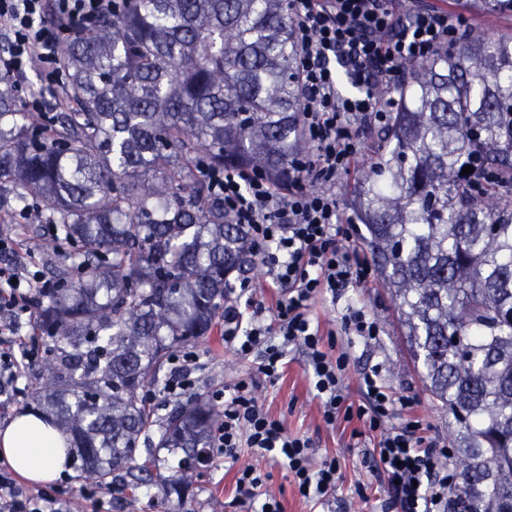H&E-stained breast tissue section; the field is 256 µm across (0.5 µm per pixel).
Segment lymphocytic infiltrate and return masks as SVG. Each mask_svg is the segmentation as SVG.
<instances>
[{"label": "lymphocytic infiltrate", "mask_w": 512, "mask_h": 512, "mask_svg": "<svg viewBox=\"0 0 512 512\" xmlns=\"http://www.w3.org/2000/svg\"><path fill=\"white\" fill-rule=\"evenodd\" d=\"M297 62L304 88L300 124L310 146L287 181L258 170L209 171L224 212L242 225L247 246L261 260L270 302L224 301L225 348L256 357L254 370L214 394L221 420L210 454L238 462L242 449L280 463L306 500L322 503L336 491V461L313 460L309 438L292 434L258 397L261 381L276 382L289 349L304 354L323 419L335 425L352 393L361 402L356 416L376 437L371 455L393 495L398 512H448V478L440 471L448 450L429 436L420 419L394 420L412 410L413 399L389 385L384 364L345 375L348 354L326 338L313 313L323 297L343 302L340 331L365 341L380 333L377 320L348 295L367 288L374 271L359 249L343 247L351 236L336 185L363 155L364 135L385 122L399 103L406 68L432 58L454 42L460 21L448 11L415 0H292ZM112 10V0H0V67L19 79L35 74L41 87H64L59 50L70 34L94 30ZM347 75L357 91L340 90ZM388 88L379 98L375 87ZM47 282L34 253L20 237L0 234V416L8 414L29 388V373L41 360L44 331L34 309ZM199 355L180 350L158 392L181 397L194 387ZM155 392V393H158ZM155 393L146 392L145 401ZM260 468L240 465L233 502L238 512H282L275 495L264 493ZM0 512H70L59 486L37 491L21 484L0 464Z\"/></svg>", "instance_id": "obj_1"}]
</instances>
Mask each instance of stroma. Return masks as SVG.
<instances>
[{
    "label": "stroma",
    "mask_w": 512,
    "mask_h": 512,
    "mask_svg": "<svg viewBox=\"0 0 512 512\" xmlns=\"http://www.w3.org/2000/svg\"><path fill=\"white\" fill-rule=\"evenodd\" d=\"M427 4L465 16L471 30L488 38L512 32V17L486 12L471 0H426ZM357 298L381 324L383 333L378 340L366 343L351 336L337 337L338 345L347 347L350 359L346 374L356 378L365 368L385 363L389 384L400 394L418 402L417 415L428 427L429 433L439 440H447L454 425L447 409L432 398L426 390L419 368L414 365L407 350L397 311L383 282L374 287L354 290ZM199 353L200 366L194 371L195 386L182 396V403L196 399H210L213 391L231 384L238 372L251 368L248 360L238 359L225 349L219 327H212L208 336L194 343ZM288 369L276 383H263L258 391L270 412L284 419L290 432L310 438L318 457L330 456L338 462V482L335 502L320 505L305 501L297 492L283 466L251 451H244L243 463L261 464L271 477L269 492L275 494L283 505V512H383L391 500V493L377 474L368 467L366 452L372 451V437H353V426L341 423L328 426L321 414L320 403L310 383L309 372L301 351L289 350ZM237 468L229 463L210 464L203 474L194 476L188 493L181 498L167 496L164 489L153 485L139 492L137 512H237L232 503ZM68 491L81 498L85 512H93L96 502H103L108 512H127V492L121 483L100 489L96 496L88 490L95 481L80 465H73L68 475Z\"/></svg>",
    "instance_id": "1"
}]
</instances>
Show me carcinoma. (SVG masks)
<instances>
[{"label": "carcinoma", "instance_id": "obj_1", "mask_svg": "<svg viewBox=\"0 0 512 512\" xmlns=\"http://www.w3.org/2000/svg\"><path fill=\"white\" fill-rule=\"evenodd\" d=\"M67 100L27 109L0 76V211L56 269L34 314L54 349L32 399L107 486L139 440L208 457L219 411L143 400L207 335L255 261L204 166L286 180L308 150L285 0H116L65 42ZM485 173L479 189L464 166ZM350 205L427 389L456 424L452 512H512V34L465 31L410 65ZM57 225L53 237L39 233ZM182 488L157 459L137 466Z\"/></svg>", "mask_w": 512, "mask_h": 512}]
</instances>
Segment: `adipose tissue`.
I'll return each mask as SVG.
<instances>
[{
    "instance_id": "ef3b65f1",
    "label": "adipose tissue",
    "mask_w": 512,
    "mask_h": 512,
    "mask_svg": "<svg viewBox=\"0 0 512 512\" xmlns=\"http://www.w3.org/2000/svg\"><path fill=\"white\" fill-rule=\"evenodd\" d=\"M0 458L28 481L46 485L70 473L72 457L61 432L34 414H20L0 429Z\"/></svg>"
}]
</instances>
